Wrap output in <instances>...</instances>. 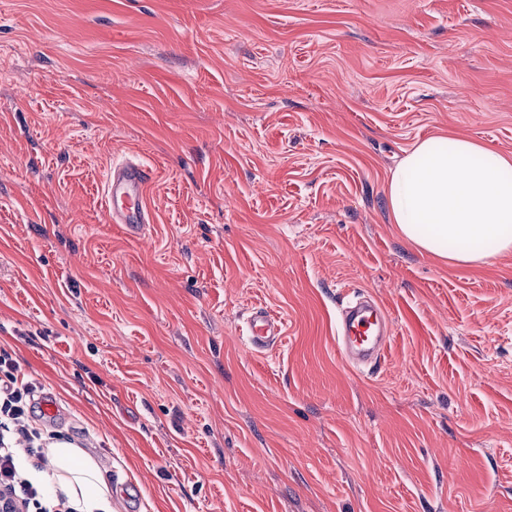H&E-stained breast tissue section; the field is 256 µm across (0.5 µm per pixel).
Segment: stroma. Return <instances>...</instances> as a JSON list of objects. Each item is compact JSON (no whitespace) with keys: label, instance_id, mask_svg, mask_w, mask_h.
Segmentation results:
<instances>
[{"label":"stroma","instance_id":"35a3bbf8","mask_svg":"<svg viewBox=\"0 0 512 512\" xmlns=\"http://www.w3.org/2000/svg\"><path fill=\"white\" fill-rule=\"evenodd\" d=\"M430 136L512 157V0H0V347L112 512H512V251L388 211ZM123 159L156 172L136 239ZM348 291L394 320L371 371ZM153 176L150 166L132 160L113 163L108 171L105 183L108 222L124 224L130 237L140 236L150 221L143 195ZM392 324L383 304L375 297L357 298L339 309L336 348L349 366L380 363L392 335ZM284 322L266 307H254L245 319L247 347L255 353H264L280 344L284 337Z\"/></svg>","mask_w":512,"mask_h":512}]
</instances>
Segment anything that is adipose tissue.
<instances>
[{
    "label": "adipose tissue",
    "instance_id": "ef3b65f1",
    "mask_svg": "<svg viewBox=\"0 0 512 512\" xmlns=\"http://www.w3.org/2000/svg\"><path fill=\"white\" fill-rule=\"evenodd\" d=\"M391 219L425 252L475 263L512 250V160L468 138L417 142L387 185ZM56 487L78 512H112V498L94 459L59 441L49 450Z\"/></svg>",
    "mask_w": 512,
    "mask_h": 512
}]
</instances>
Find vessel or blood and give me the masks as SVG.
<instances>
[{
  "instance_id": "vessel-or-blood-1",
  "label": "vessel or blood",
  "mask_w": 512,
  "mask_h": 512,
  "mask_svg": "<svg viewBox=\"0 0 512 512\" xmlns=\"http://www.w3.org/2000/svg\"><path fill=\"white\" fill-rule=\"evenodd\" d=\"M153 170L144 163L125 160L113 164L105 183L106 214L109 223L124 225L130 237L142 234L150 217L143 204ZM248 348L264 353L280 344L284 322L272 310L252 308L245 320ZM392 335V324L383 304L376 298H356L339 310L336 348L343 361L353 368L380 363Z\"/></svg>"
}]
</instances>
